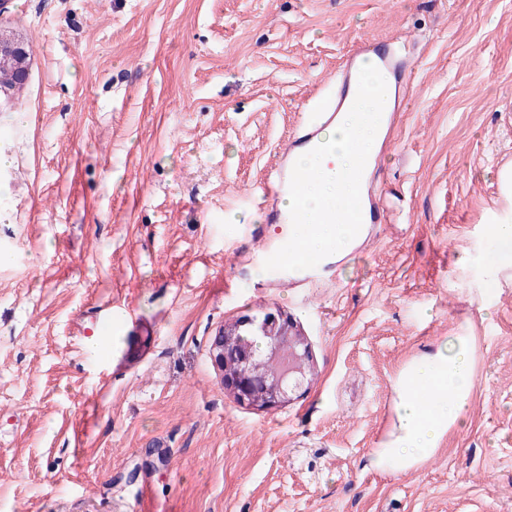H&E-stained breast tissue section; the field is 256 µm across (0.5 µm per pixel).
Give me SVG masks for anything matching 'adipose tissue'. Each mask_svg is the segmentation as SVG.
Listing matches in <instances>:
<instances>
[{"label":"adipose tissue","mask_w":512,"mask_h":512,"mask_svg":"<svg viewBox=\"0 0 512 512\" xmlns=\"http://www.w3.org/2000/svg\"><path fill=\"white\" fill-rule=\"evenodd\" d=\"M474 375L466 337L413 361L393 382L392 431L376 451V465L410 468L435 448L443 433L462 422Z\"/></svg>","instance_id":"adipose-tissue-1"}]
</instances>
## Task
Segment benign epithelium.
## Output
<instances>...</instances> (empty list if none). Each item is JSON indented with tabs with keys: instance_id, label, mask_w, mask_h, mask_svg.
Masks as SVG:
<instances>
[{
	"instance_id": "obj_1",
	"label": "benign epithelium",
	"mask_w": 512,
	"mask_h": 512,
	"mask_svg": "<svg viewBox=\"0 0 512 512\" xmlns=\"http://www.w3.org/2000/svg\"><path fill=\"white\" fill-rule=\"evenodd\" d=\"M28 53L23 41L0 33V84H24ZM251 330L258 342L243 339ZM209 354L222 372L224 388L240 403L257 409H276L311 383V344L284 311L265 307L224 323L211 341Z\"/></svg>"
}]
</instances>
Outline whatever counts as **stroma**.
Wrapping results in <instances>:
<instances>
[{"instance_id": "stroma-1", "label": "stroma", "mask_w": 512, "mask_h": 512, "mask_svg": "<svg viewBox=\"0 0 512 512\" xmlns=\"http://www.w3.org/2000/svg\"><path fill=\"white\" fill-rule=\"evenodd\" d=\"M0 91V512H512V0H11ZM405 43L373 173L388 220L320 279L259 274L264 177L360 41ZM265 306L312 344L273 410L211 362ZM133 321L108 355L86 339ZM469 337L464 423L412 469L372 457L413 359ZM28 74V53L23 41L0 33V84H24ZM490 233L496 243L494 259L499 267H512V224H495Z\"/></svg>"}]
</instances>
